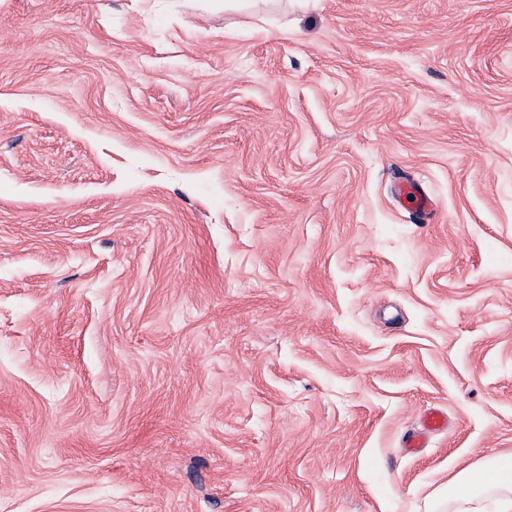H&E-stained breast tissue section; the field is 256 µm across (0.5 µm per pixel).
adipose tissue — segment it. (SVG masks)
<instances>
[{
    "label": "adipose tissue",
    "mask_w": 512,
    "mask_h": 512,
    "mask_svg": "<svg viewBox=\"0 0 512 512\" xmlns=\"http://www.w3.org/2000/svg\"><path fill=\"white\" fill-rule=\"evenodd\" d=\"M496 512H512V455H501L486 465L459 471L448 482V501L454 512H485L487 499Z\"/></svg>",
    "instance_id": "obj_1"
}]
</instances>
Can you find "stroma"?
Returning a JSON list of instances; mask_svg holds the SVG:
<instances>
[{"instance_id":"obj_1","label":"stroma","mask_w":512,"mask_h":512,"mask_svg":"<svg viewBox=\"0 0 512 512\" xmlns=\"http://www.w3.org/2000/svg\"><path fill=\"white\" fill-rule=\"evenodd\" d=\"M503 454L512 0H0V512H445ZM446 420L441 413H430L422 425V430L413 432L410 438L404 443V448H421L427 432L439 430L445 427Z\"/></svg>"}]
</instances>
